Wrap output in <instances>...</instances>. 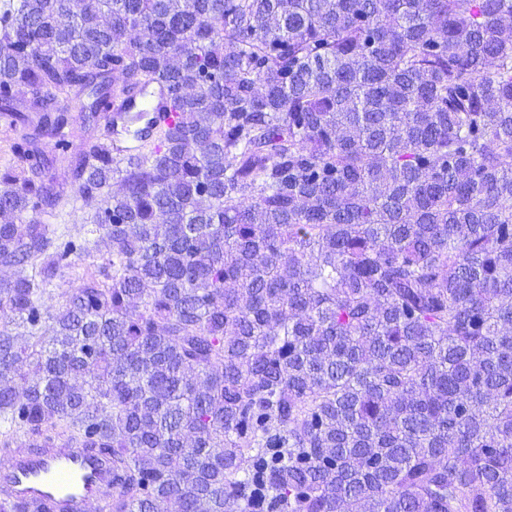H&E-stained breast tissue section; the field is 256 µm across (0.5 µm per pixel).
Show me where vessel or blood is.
Segmentation results:
<instances>
[{
    "label": "vessel or blood",
    "instance_id": "b4317fda",
    "mask_svg": "<svg viewBox=\"0 0 512 512\" xmlns=\"http://www.w3.org/2000/svg\"><path fill=\"white\" fill-rule=\"evenodd\" d=\"M114 109L142 117L144 136L175 118L165 91L157 86L118 102ZM0 485L25 502L49 504L53 512H87L91 500L106 503L112 497L106 463L82 448L19 451L0 466Z\"/></svg>",
    "mask_w": 512,
    "mask_h": 512
}]
</instances>
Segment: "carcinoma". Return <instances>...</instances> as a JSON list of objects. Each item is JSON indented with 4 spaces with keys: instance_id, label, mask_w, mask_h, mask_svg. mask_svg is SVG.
<instances>
[{
    "instance_id": "1",
    "label": "carcinoma",
    "mask_w": 512,
    "mask_h": 512,
    "mask_svg": "<svg viewBox=\"0 0 512 512\" xmlns=\"http://www.w3.org/2000/svg\"><path fill=\"white\" fill-rule=\"evenodd\" d=\"M156 85L177 116L122 168L113 97ZM59 95L105 122L82 234L39 220ZM0 111L37 117L0 171L1 465L85 448L109 512H512V0H3Z\"/></svg>"
}]
</instances>
